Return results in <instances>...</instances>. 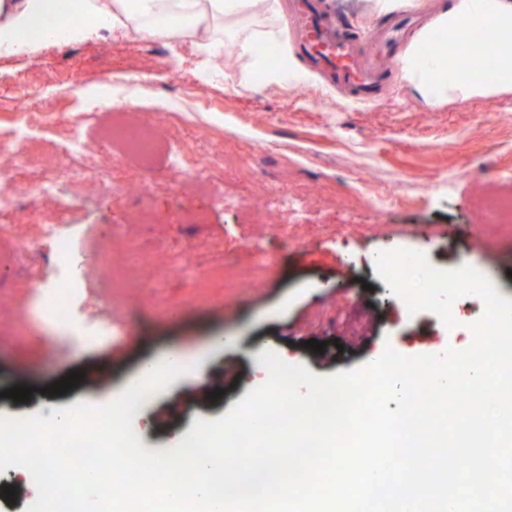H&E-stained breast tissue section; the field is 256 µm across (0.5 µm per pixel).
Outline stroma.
<instances>
[{
  "label": "stroma",
  "mask_w": 512,
  "mask_h": 512,
  "mask_svg": "<svg viewBox=\"0 0 512 512\" xmlns=\"http://www.w3.org/2000/svg\"><path fill=\"white\" fill-rule=\"evenodd\" d=\"M380 2L323 0L363 33L385 18ZM248 26L278 31L287 81L259 76L242 82L251 59L227 35L216 38L211 54L187 40L128 29L111 33L106 45L96 38L50 44L32 57H0L1 140L11 135L23 94L41 100L52 133L68 113L82 111V95L104 93L122 99L115 109L121 119L161 104L173 108L169 121L181 132L178 149L211 150L240 165L203 192L177 180L168 158L143 172L112 146L115 188L81 249L95 255L143 206L151 222L136 229L137 241L157 246L158 257L169 263L195 247L224 275L172 277L143 296L120 298L104 278L91 275L86 291L111 306L113 332L96 336L81 322L65 329L61 340L36 322L8 331L22 293L0 287L1 415L45 416L81 401L95 406L148 361L202 351L198 368L153 397L133 422L142 446L161 451L182 440L196 419H219L242 400L256 385L264 350L330 376L376 358L387 345L409 357L467 347L470 325L483 309L480 299L454 303L457 325L451 329L431 313L409 314L376 274L381 251L417 249L442 270L470 265L512 299V224L483 221L491 199L512 198V182L500 178L512 167V94L430 104L403 79L380 101L353 104L296 48L288 0H279L277 15L258 13ZM106 75L111 85H101ZM141 178L152 185L145 196L127 188ZM282 182L301 196L303 229L248 221L244 207L264 203ZM379 186L399 204L371 208L367 194ZM86 221L83 212L62 213L32 199L19 211L0 213V224H22L31 234L43 224ZM175 224L183 227L177 236ZM217 336L230 338V345L212 348ZM311 339L324 343V351L305 348ZM73 371L82 375L75 388L44 394ZM19 382L33 387L30 401L5 397Z\"/></svg>",
  "instance_id": "obj_1"
}]
</instances>
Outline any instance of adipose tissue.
<instances>
[{"label": "adipose tissue", "mask_w": 512, "mask_h": 512, "mask_svg": "<svg viewBox=\"0 0 512 512\" xmlns=\"http://www.w3.org/2000/svg\"><path fill=\"white\" fill-rule=\"evenodd\" d=\"M275 9L274 0H0V55H31L41 40L30 33L37 18L59 24L64 39L79 42L99 27L133 26L152 36H183L178 19L193 21L190 31L200 40L210 38L214 26L240 21L259 5ZM421 33L405 63V76L428 102L470 100L512 94V0H449L433 23ZM471 28L495 35L489 81L472 83L454 65L452 56L423 60V48L433 32H463Z\"/></svg>", "instance_id": "ef3b65f1"}]
</instances>
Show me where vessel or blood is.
<instances>
[{
    "label": "vessel or blood",
    "instance_id": "obj_1",
    "mask_svg": "<svg viewBox=\"0 0 512 512\" xmlns=\"http://www.w3.org/2000/svg\"><path fill=\"white\" fill-rule=\"evenodd\" d=\"M292 14L306 58L353 101L361 103L377 101L392 80V74L386 68L364 63L360 56L361 42H368L377 56L391 57L415 25L414 13L401 9L364 39L348 28L328 27L320 14L317 0H293Z\"/></svg>",
    "mask_w": 512,
    "mask_h": 512
}]
</instances>
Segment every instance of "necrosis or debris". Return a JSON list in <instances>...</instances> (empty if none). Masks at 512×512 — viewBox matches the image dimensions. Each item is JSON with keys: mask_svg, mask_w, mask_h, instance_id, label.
Segmentation results:
<instances>
[{"mask_svg": "<svg viewBox=\"0 0 512 512\" xmlns=\"http://www.w3.org/2000/svg\"><path fill=\"white\" fill-rule=\"evenodd\" d=\"M41 115L33 101H26L22 112L16 113L12 134L8 141H0V211L16 209L20 198L29 196L64 210H89L93 201L103 193L110 181L109 167L98 164V150L89 139L81 113H71L58 133V158L40 169H33L31 147ZM107 141L121 142L127 155L135 159L141 169H149L161 144L170 143L173 136L163 124L161 114L142 115L138 122L111 128ZM30 171L28 181H19L18 175ZM79 185L76 194L67 193L69 185ZM80 231L72 224H44L37 235H27L22 225H0V267H15L13 287L23 292L24 302L16 323L37 319L52 328H64L78 322L84 313L83 283L86 264L78 250ZM49 251L51 271L29 265L21 266L22 258ZM121 263H114L111 251L97 257V271L109 280L129 277L138 288L158 287L162 280L190 274L203 279L209 270L200 263L193 249H185L179 263L153 266L151 278L140 277L139 272L152 266L147 252L133 245H125Z\"/></svg>", "mask_w": 512, "mask_h": 512, "instance_id": "necrosis-or-debris-1", "label": "necrosis or debris"}]
</instances>
